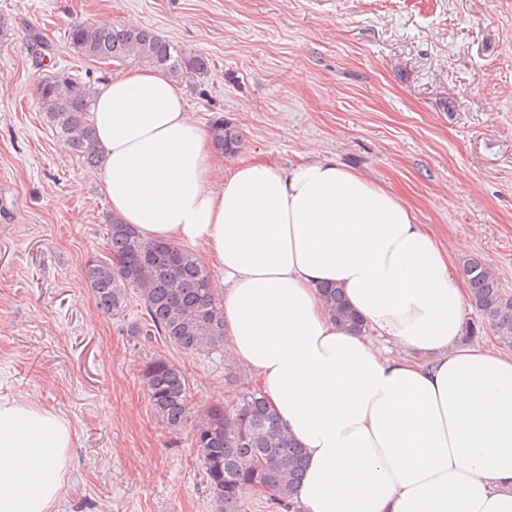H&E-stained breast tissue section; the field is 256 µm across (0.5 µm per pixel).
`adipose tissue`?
Returning <instances> with one entry per match:
<instances>
[{
  "instance_id": "adipose-tissue-1",
  "label": "adipose tissue",
  "mask_w": 512,
  "mask_h": 512,
  "mask_svg": "<svg viewBox=\"0 0 512 512\" xmlns=\"http://www.w3.org/2000/svg\"><path fill=\"white\" fill-rule=\"evenodd\" d=\"M89 122L113 214L218 269L225 354L305 452L302 512H512V355L463 339L466 242L329 158L216 178L210 132L156 69L102 81ZM73 442L51 410L0 398V512H52ZM322 294L329 310L343 324L349 323L354 329L360 330L361 321L350 311L339 288L333 285L322 287Z\"/></svg>"
}]
</instances>
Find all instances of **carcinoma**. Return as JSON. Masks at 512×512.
<instances>
[{
    "label": "carcinoma",
    "instance_id": "obj_1",
    "mask_svg": "<svg viewBox=\"0 0 512 512\" xmlns=\"http://www.w3.org/2000/svg\"><path fill=\"white\" fill-rule=\"evenodd\" d=\"M68 39L78 53L101 64L131 61L160 68L176 79L205 76L211 69L208 57L177 49L144 28L77 22L70 25ZM94 95L91 83L71 75L54 74L35 87V97L56 137L89 168L101 162L89 123ZM211 130L220 153L240 152L242 138L235 127L217 117ZM106 235L107 255L88 260L83 270L86 286L103 314H123L134 290L144 312L143 321L131 326L132 335L157 334L186 354L208 353L224 342L223 300L211 288V271L193 253L174 242L145 240L117 217H109ZM464 275L470 305L497 340L512 347V296L503 293L495 273L477 259L464 266ZM322 294L337 319L361 329L340 289L326 285ZM142 380L160 424L175 432L191 424V442L219 512H240L241 487L257 484L274 487L277 498L271 503L276 508L298 512L294 493L304 471V454L259 391L243 393L230 408L217 401L194 411L186 375L164 355L145 363Z\"/></svg>",
    "mask_w": 512,
    "mask_h": 512
}]
</instances>
